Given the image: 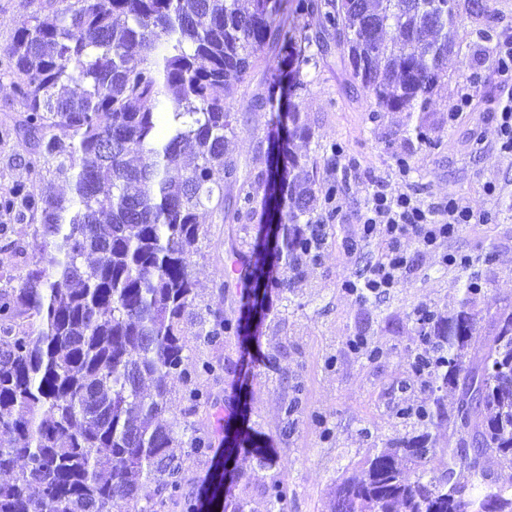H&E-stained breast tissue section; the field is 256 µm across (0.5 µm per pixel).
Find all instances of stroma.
I'll use <instances>...</instances> for the list:
<instances>
[{
  "instance_id": "35a3bbf8",
  "label": "stroma",
  "mask_w": 512,
  "mask_h": 512,
  "mask_svg": "<svg viewBox=\"0 0 512 512\" xmlns=\"http://www.w3.org/2000/svg\"><path fill=\"white\" fill-rule=\"evenodd\" d=\"M475 29L470 21L460 28L458 39L470 51L449 56L448 78L432 97L434 145L427 149L409 146L405 113L371 119L372 99L347 90L344 65L335 53L318 65L302 66L308 87L290 98L286 83L274 76L288 74L291 63L260 46L257 68L230 95L246 114L230 144L240 176L266 173L269 142L278 130L274 118L293 106L313 133L311 141L294 140L293 150L315 159L321 182L337 183L343 196L340 213L326 222L328 242L320 259L297 278L281 271L286 286L272 292L266 318L251 329L250 346L228 336L189 353L190 363L206 359L216 367L201 382L212 388L217 405L198 411L196 427L217 448L224 445L225 429L256 431L275 451L272 472L288 487V512H330V491L345 467L395 434L401 407L427 401L429 392L412 368L421 346L413 313L446 309L459 297L464 281L459 259L477 262L481 308L512 304V156L499 148L495 121L505 81L488 58L474 56ZM465 89L472 102L455 112ZM259 93L273 101L266 109L251 110ZM20 115L12 86L0 81V199L15 185L35 190L42 182L41 172L23 161L28 147L16 131ZM378 177L425 202L456 198L479 221L430 250L406 242L414 256L412 272L397 287L361 298L348 290V282L365 275L386 249L381 238H364L356 219ZM199 221L203 235L191 264L197 304L239 316L242 290L225 269L230 245L242 241L241 227L222 223L208 210L201 211ZM42 247L29 219L0 209V270L21 267L23 258L37 256ZM447 254L454 263L444 264ZM356 335L366 344L354 350L348 341ZM374 348L379 358H371ZM269 354L276 355L275 366L265 364ZM298 386L304 402L289 427L284 408Z\"/></svg>"
}]
</instances>
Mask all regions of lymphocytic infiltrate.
I'll return each mask as SVG.
<instances>
[{
	"label": "lymphocytic infiltrate",
	"mask_w": 512,
	"mask_h": 512,
	"mask_svg": "<svg viewBox=\"0 0 512 512\" xmlns=\"http://www.w3.org/2000/svg\"><path fill=\"white\" fill-rule=\"evenodd\" d=\"M473 219V212L456 200L426 203L414 194L394 192L386 180H375L358 220L364 236H382L387 249L364 277L362 290L378 293L396 287L412 270L413 257L401 250V241L414 239L433 247Z\"/></svg>",
	"instance_id": "lymphocytic-infiltrate-1"
}]
</instances>
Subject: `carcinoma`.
I'll return each instance as SVG.
<instances>
[{"mask_svg": "<svg viewBox=\"0 0 512 512\" xmlns=\"http://www.w3.org/2000/svg\"><path fill=\"white\" fill-rule=\"evenodd\" d=\"M294 12L315 15L319 29L303 36L319 60L347 55L348 87L381 112L416 117L417 148L432 145L429 105L444 83L448 55L467 18L484 19L476 34L500 35L479 0H294ZM288 0H46L5 49L23 107L19 133L32 143L26 159L49 175L39 193L16 187L44 247L17 281L0 289V512H118L128 498L143 512L168 505L201 512L185 489L183 461L205 457L212 440L187 417L214 407L212 393L184 394L182 417L167 416L169 380L209 375L190 371L189 341L200 349L242 335L243 318L206 309L187 336L184 320L198 297L190 266L207 208L225 224L252 219L266 196L265 224L241 260L249 292L243 308L264 306L269 278L260 255L298 272L320 258L325 227L317 167L290 148L310 140L301 113L287 114L283 178L238 182L228 152L240 118L227 100L255 67L256 48L273 43L296 51L284 16ZM69 186L65 195L55 182ZM463 295L446 311H417L421 349L413 368L434 398L403 407L410 427L370 452L332 491L333 512H512V494L487 467L512 469V305L477 309L481 276L462 265ZM40 320L33 332L20 322ZM489 336L471 352L476 336ZM479 382L487 414L475 420L464 395ZM456 394L446 417L437 393ZM448 423L454 445L438 447L430 428ZM239 447L258 469L272 449L244 435ZM218 482L221 512H252L248 499ZM270 512H287L288 491L275 477L263 484Z\"/></svg>", "mask_w": 512, "mask_h": 512, "instance_id": "carcinoma-1", "label": "carcinoma"}]
</instances>
